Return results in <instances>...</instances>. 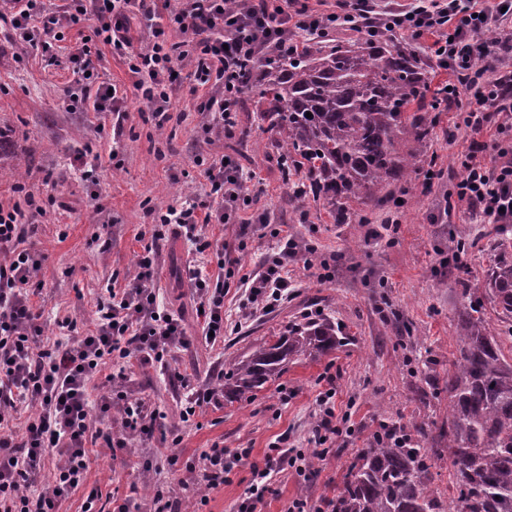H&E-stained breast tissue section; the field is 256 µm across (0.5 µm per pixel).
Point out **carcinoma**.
Instances as JSON below:
<instances>
[{"label": "carcinoma", "mask_w": 512, "mask_h": 512, "mask_svg": "<svg viewBox=\"0 0 512 512\" xmlns=\"http://www.w3.org/2000/svg\"><path fill=\"white\" fill-rule=\"evenodd\" d=\"M242 92L257 98L260 120L277 136L285 170H304L312 198L337 214L351 201L382 203L422 161L437 110L415 51L378 44L266 59ZM312 117H307L306 113ZM484 297L512 316V258L501 256ZM342 326L309 321L276 341L262 340L229 360L224 396L247 399L300 355L318 357L341 342ZM448 368V425L440 440L454 484L451 500L430 488L433 454L405 428L370 442L350 464L331 512H512V362L471 304L457 327Z\"/></svg>", "instance_id": "1"}]
</instances>
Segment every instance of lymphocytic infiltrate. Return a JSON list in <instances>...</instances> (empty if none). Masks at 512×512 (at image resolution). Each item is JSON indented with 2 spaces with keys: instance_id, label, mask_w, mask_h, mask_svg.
Masks as SVG:
<instances>
[{
  "instance_id": "f902f5d3",
  "label": "lymphocytic infiltrate",
  "mask_w": 512,
  "mask_h": 512,
  "mask_svg": "<svg viewBox=\"0 0 512 512\" xmlns=\"http://www.w3.org/2000/svg\"><path fill=\"white\" fill-rule=\"evenodd\" d=\"M0 22L10 26L14 41L40 50L56 62L65 31L82 36L68 54L74 85L68 91L72 112L124 117L128 99L150 113L156 128L171 118L172 99L183 82L199 94L194 105L203 117L205 140L223 135L235 124L239 104L236 74L261 52L295 53L304 43L346 28L383 38L403 31L413 39L434 35L435 64L450 74L439 103L458 115L474 133L495 128L498 141H474V152H491L490 162L467 164L456 196L472 214L491 224L512 223V143L501 140L512 116V0L478 9L477 0H415L409 10L377 13L369 0H337L339 9L320 14L306 0H9ZM125 59L134 96L111 89L98 66L104 51ZM471 99L461 108L460 96ZM207 182L203 200H189L158 212L153 238L161 228L197 238L202 224H224L244 191L237 167L223 159L197 158ZM23 204L0 206V512H62V504L82 485L92 448L128 453L133 440L150 433L164 415L148 397L128 386L125 371L111 372L114 360L137 356L140 367L166 366L172 350L190 347L181 319L157 301L153 262L143 258L124 287L107 284L94 303L95 329L71 342L47 336L34 302L43 257L28 244L29 224L45 209L26 184L15 187ZM204 331L224 336V280L190 271ZM244 305L270 310L291 299L294 291L283 258L275 257L240 285ZM109 385L97 403L90 388L98 376ZM27 409L19 417V409ZM250 449L230 451L212 446L183 466L197 506L224 476L248 464L250 482L238 512H262L273 475L304 473L313 455L272 446L262 462Z\"/></svg>"
}]
</instances>
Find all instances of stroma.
Here are the masks:
<instances>
[{"label": "stroma", "instance_id": "35a3bbf8", "mask_svg": "<svg viewBox=\"0 0 512 512\" xmlns=\"http://www.w3.org/2000/svg\"><path fill=\"white\" fill-rule=\"evenodd\" d=\"M79 39L77 31L66 33L57 64L48 66L35 50L15 44L9 30L0 31V129L5 132L0 146L28 162L19 174L8 165L0 168V203L17 201L14 186L21 181L46 207L30 240L45 257L35 302L49 330L67 317L74 319L77 333L93 329L96 298L113 274L135 270L150 242L155 210L204 195L196 156L227 157L262 183L258 200L239 201L229 224L204 225L210 240L223 242V253L198 252L181 235L159 240V295L182 316L193 344L176 351L164 369L144 370L129 360L131 387L167 419L137 442L129 463L93 449L88 481L65 501V512H82L93 491L96 512H112L117 502L134 510L142 497L137 463L158 450L184 460L218 444L231 451L250 449L259 462L284 435L312 453L316 398L331 382L341 435L329 441L327 456H314L310 473L278 474L263 512H285L297 498L313 507L334 498L349 464L380 424H422L427 445L438 446L448 420L445 384L457 354L459 313L483 296L497 234H512V223L504 228L477 223L465 203L448 201L473 138L456 127V113H437L422 168L397 186L393 200L380 206L351 204L339 220L319 202L293 209V185L281 177L275 137L247 97L240 103L235 137L211 141L199 132L201 117L188 93L174 100L175 118L161 131L137 103H130L122 123L123 161L113 167L111 129L97 131L65 109L72 79L67 55ZM20 54L25 62H17ZM86 143L99 154L88 179L74 161L76 148ZM430 170L438 172V179L427 180ZM279 228L297 244L288 256L295 296L271 313L242 317L239 279L260 271L265 259L279 253L274 235ZM223 254L231 264L220 265ZM192 267L223 276L229 285L221 344L202 340L203 321L188 284ZM311 316L343 325L346 337L335 350L315 360L296 357L277 383L250 401L223 399L189 425L179 424L180 394L170 383L171 372L195 384H213L227 359L249 353L258 339H277L287 326ZM283 387L288 390L284 400L278 394Z\"/></svg>", "mask_w": 512, "mask_h": 512}]
</instances>
